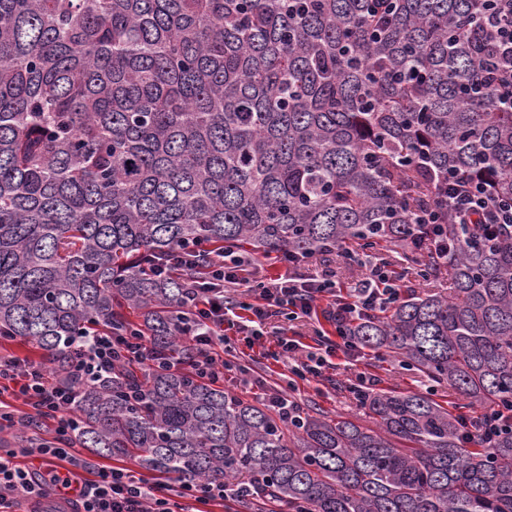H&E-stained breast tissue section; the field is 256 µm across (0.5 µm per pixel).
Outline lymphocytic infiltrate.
Segmentation results:
<instances>
[{
	"label": "lymphocytic infiltrate",
	"mask_w": 512,
	"mask_h": 512,
	"mask_svg": "<svg viewBox=\"0 0 512 512\" xmlns=\"http://www.w3.org/2000/svg\"><path fill=\"white\" fill-rule=\"evenodd\" d=\"M498 20L490 30L495 53L492 77L502 108L512 109V0H493ZM476 227L484 237L512 230V204L499 200L485 181L470 176H450L436 201L418 212V234L435 252L440 266L448 264L447 221ZM208 287L190 288V315L195 325L191 340L197 357L194 371L220 383L236 362L224 359L228 330H236L246 348L262 344L264 327L274 316L288 320L320 317L333 325L335 336L316 329L312 343L300 335L280 331L271 352L275 360L289 359L299 378L322 376L330 369V356L343 352L358 360L360 348L346 326L357 317L382 312L402 295L400 278L384 264L367 262L360 288L343 291L330 267L313 274L288 277L266 273L258 262H245L232 250L215 253L206 264ZM243 289L248 302L236 306L226 301L225 289ZM163 354L145 337L101 333L75 352L74 368L82 380L111 373L120 364H157ZM73 389L50 379L46 364L0 352V431L29 420L54 419L52 438L25 448H0V512H40L42 499L52 493V483L22 465L25 457L57 460L70 476L80 478L82 499L73 512H202L209 503L223 502L224 485L200 488L176 476L163 480L124 466H107L81 457L70 441L75 418L65 408Z\"/></svg>",
	"instance_id": "lymphocytic-infiltrate-1"
}]
</instances>
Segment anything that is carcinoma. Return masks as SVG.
<instances>
[{
  "instance_id": "cac0c4a2",
  "label": "carcinoma",
  "mask_w": 512,
  "mask_h": 512,
  "mask_svg": "<svg viewBox=\"0 0 512 512\" xmlns=\"http://www.w3.org/2000/svg\"><path fill=\"white\" fill-rule=\"evenodd\" d=\"M0 0V334L55 379L137 331L176 363L77 386L72 443L158 476L247 485L283 512H512V234L448 252L349 333L457 401L371 388L362 415L284 419L196 377L191 245L403 250L450 175L512 197L487 0ZM135 313L131 323L123 309ZM502 416L492 446L485 417Z\"/></svg>"
}]
</instances>
